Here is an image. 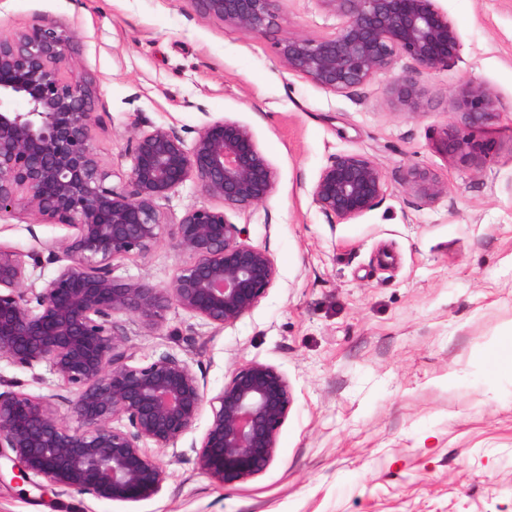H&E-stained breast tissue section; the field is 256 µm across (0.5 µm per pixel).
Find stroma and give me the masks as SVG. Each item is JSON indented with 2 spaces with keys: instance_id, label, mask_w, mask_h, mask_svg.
I'll list each match as a JSON object with an SVG mask.
<instances>
[{
  "instance_id": "stroma-1",
  "label": "stroma",
  "mask_w": 512,
  "mask_h": 512,
  "mask_svg": "<svg viewBox=\"0 0 512 512\" xmlns=\"http://www.w3.org/2000/svg\"><path fill=\"white\" fill-rule=\"evenodd\" d=\"M457 27L459 60L390 73L350 93L325 90L279 55L290 35H335L343 14L324 0H278L275 23L244 35L198 14L191 0H0V33L46 16L71 29L74 79L92 83L94 144L121 186L136 121L182 135L227 118L248 126L278 173L259 206L229 212L268 249L274 285L235 324L218 327L179 307L146 327L121 314L134 363L187 361L208 394L241 366L272 365L293 401L262 474L225 487L186 442L150 453L165 468L159 494L108 503L36 487L0 462V512H512V374L490 356L512 346V0H437ZM417 75L424 109L400 112L390 86ZM500 101L479 126L454 114L461 83ZM456 123L477 141L476 161L447 155ZM369 156L387 192L360 217L329 222L313 204L321 169L341 153ZM429 170L448 192L428 201L405 182ZM68 227L0 215V244L40 252ZM187 261L169 242L118 261L114 275L167 285ZM0 380L34 395L60 393L48 367L0 360Z\"/></svg>"
}]
</instances>
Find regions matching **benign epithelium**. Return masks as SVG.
<instances>
[{
  "label": "benign epithelium",
  "instance_id": "benign-epithelium-1",
  "mask_svg": "<svg viewBox=\"0 0 512 512\" xmlns=\"http://www.w3.org/2000/svg\"><path fill=\"white\" fill-rule=\"evenodd\" d=\"M205 16L245 35L275 20L276 0H192ZM346 21L322 39L288 36L280 55L288 69L334 93H349L388 73L396 57L411 58L420 73L446 70L459 59L460 35L437 0H323ZM74 33L39 17L29 28L0 34V214L15 211L62 224L73 233L49 247L54 276L37 281L25 258L0 246V359L28 369L45 365L57 388L75 394L61 412L58 395L0 390V458L22 479L110 502L157 495L165 469L148 453L176 448L205 407L209 424L190 444L200 469L224 487L263 473L273 462L292 402L288 379L259 362L239 368L214 396L190 364L163 355L133 364L114 315L148 327L174 304L213 325H232L250 313L278 276L274 258L244 238L226 211L257 206L275 191L277 172L250 128L213 119L186 141L170 127L137 123L124 185L94 147L95 91L73 79ZM392 97L409 113L422 110L418 80L406 76ZM22 98L24 110L9 107ZM452 106L469 124L497 112L496 97L466 82ZM448 155L464 163L479 147L453 123L442 131ZM222 206L192 205L175 223L156 201L187 181ZM405 181L433 200L448 186L420 168ZM387 183L383 170L358 153L334 157L311 189L313 203L334 223L376 207ZM168 241L189 261L164 287L114 277L115 262L148 253Z\"/></svg>",
  "mask_w": 512,
  "mask_h": 512
}]
</instances>
